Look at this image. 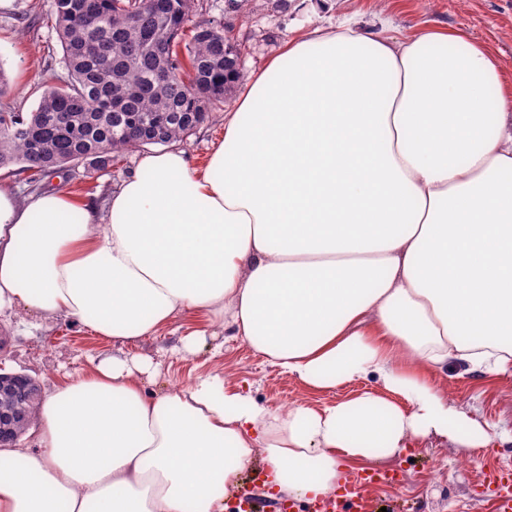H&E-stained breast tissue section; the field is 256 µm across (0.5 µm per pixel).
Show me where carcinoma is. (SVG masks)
Returning a JSON list of instances; mask_svg holds the SVG:
<instances>
[{"mask_svg":"<svg viewBox=\"0 0 512 512\" xmlns=\"http://www.w3.org/2000/svg\"><path fill=\"white\" fill-rule=\"evenodd\" d=\"M194 0H53L67 76L30 112H0V168L31 183L86 162L191 134L241 75L224 27L190 29L186 56L166 48L185 35Z\"/></svg>","mask_w":512,"mask_h":512,"instance_id":"cac0c4a2","label":"carcinoma"}]
</instances>
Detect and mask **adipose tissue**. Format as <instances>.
I'll use <instances>...</instances> for the list:
<instances>
[{"label":"adipose tissue","instance_id":"1","mask_svg":"<svg viewBox=\"0 0 512 512\" xmlns=\"http://www.w3.org/2000/svg\"><path fill=\"white\" fill-rule=\"evenodd\" d=\"M17 308L115 340L189 318L185 352L224 331L311 388L385 392L275 410L215 373L150 395L148 362L108 357L0 448V512H224L257 457L306 500L419 436L479 447L430 374H512V75L454 29H312L246 77L205 168L144 155L104 217L0 186Z\"/></svg>","mask_w":512,"mask_h":512}]
</instances>
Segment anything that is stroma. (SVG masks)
I'll list each match as a JSON object with an SVG mask.
<instances>
[{
  "mask_svg": "<svg viewBox=\"0 0 512 512\" xmlns=\"http://www.w3.org/2000/svg\"><path fill=\"white\" fill-rule=\"evenodd\" d=\"M248 0L232 9L228 0H195L192 19L223 25L241 51V72L259 69L284 43L315 26L336 27L349 19L363 33L401 37L425 27H448L484 43L512 71V0H408L395 11L393 0ZM53 0H7L0 6V71L8 91L0 96V112H29L47 86L66 74L63 52L52 18ZM236 100L228 95L209 112L206 121L179 146L197 166H205L212 145L224 136V114ZM140 146L120 154L114 165L93 169L87 165L66 170L34 184L17 167L0 169V183L22 199L45 191H66L105 209L114 187L132 174L138 159L148 153ZM191 321H177L159 335L133 342L112 341L66 320L45 321L21 311L0 314V334L8 342L0 350V366L38 379L50 389L65 372L89 369L107 356L141 355L157 365L158 373L145 380L151 394L187 385L211 372L240 385L243 392L278 409L287 404L331 406L361 392L382 393L377 376L370 375L332 389L315 390L298 378L280 373L246 343L229 336L207 337L193 355L179 354L180 340ZM434 385L460 407L476 411L491 426L490 439L469 450L435 437H421L397 456L382 460L398 470L397 489L370 490L378 506L397 493L406 512H489L483 495L485 467L496 462L512 466V375L488 378L454 365L432 374Z\"/></svg>",
  "mask_w": 512,
  "mask_h": 512,
  "instance_id": "35a3bbf8",
  "label": "stroma"
}]
</instances>
